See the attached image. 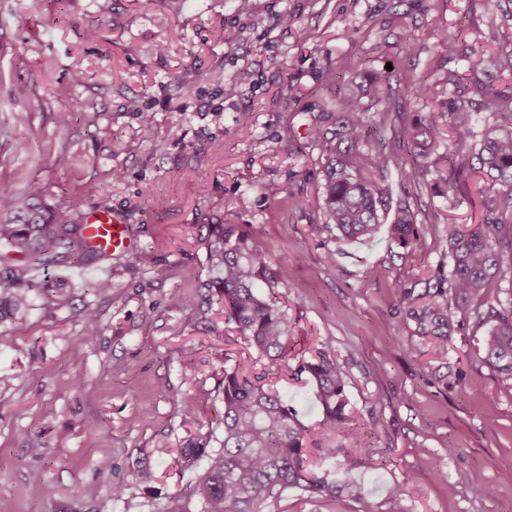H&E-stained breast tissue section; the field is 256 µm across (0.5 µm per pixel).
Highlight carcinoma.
Segmentation results:
<instances>
[{
  "label": "carcinoma",
  "instance_id": "cac0c4a2",
  "mask_svg": "<svg viewBox=\"0 0 512 512\" xmlns=\"http://www.w3.org/2000/svg\"><path fill=\"white\" fill-rule=\"evenodd\" d=\"M479 106L490 115L512 117V85L505 89L481 87ZM370 106L360 98L348 101V110L336 116V130L318 193L329 221L347 239H370L380 225L379 207L383 192L371 175H363L357 160L360 145L369 140L372 125ZM468 105L451 94L437 108L416 116L395 131L407 156L378 149L370 156L373 171L381 174L392 162L406 165L404 173L414 182L423 179L437 165L447 162L448 176L434 186L443 195L454 192L461 176L477 170L488 177L486 217L472 226L449 224L446 228L448 254L452 261L447 286L427 288L411 299L407 317L432 358L448 354L447 342L458 327L471 321L487 325L480 359L503 378L512 380V292L497 305L483 301L487 285L503 275V263L512 265V126H490L480 134L479 148L464 149L466 140L445 145V132L463 130L468 125ZM37 183L18 192L0 183V313L29 305V295L21 286L31 281L36 267L58 262L81 263L97 257L86 245L82 223L71 211L51 207ZM392 239L403 246L422 244L417 212L409 198L397 201ZM207 262L224 274L219 293L224 301V317L234 335L247 342L270 368L280 365L285 353L288 319L277 298L265 299L255 293L261 282L270 291L287 285L284 267L271 264L261 238L238 224L214 225ZM83 335L101 332L97 313L82 312ZM331 339L309 360H301L295 374L314 380L322 407V430L357 435L348 408L346 379L342 365L332 354ZM224 441L216 454L206 444L193 443L181 454L204 458L207 466L191 495L198 499V512H263V506L288 490L334 499L345 494L359 503L358 512H403L405 495L397 485L388 490L384 504L364 495L350 479L336 480L318 475L312 468L306 445L307 430L295 411L261 383V377L234 366L224 369Z\"/></svg>",
  "mask_w": 512,
  "mask_h": 512
}]
</instances>
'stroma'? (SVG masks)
<instances>
[{"label": "stroma", "instance_id": "35a3bbf8", "mask_svg": "<svg viewBox=\"0 0 512 512\" xmlns=\"http://www.w3.org/2000/svg\"><path fill=\"white\" fill-rule=\"evenodd\" d=\"M251 5L246 15L238 0H0V181L19 192L40 183L48 204L79 216L118 212L136 241L131 253L50 269L68 304L54 305L35 280L29 309L0 320L13 339L0 349V512H170L206 468L180 450L198 438L219 450L224 371L242 361L318 441L319 470L354 479L377 501L404 486V512H512V381L478 358L486 327L466 323L446 358L426 361L406 316L408 294L451 274L446 225L483 218L474 200L485 176L462 180L456 203L390 166L379 181L386 198L417 203L422 247L391 241L389 209L375 238L349 241L318 196L328 145L309 135L317 122L335 129L352 87L388 64L370 115L388 139L447 99L448 73L464 74L469 89L511 84L512 15L493 0ZM92 26L95 41L83 37ZM217 28L224 41L213 39ZM455 31V52L439 55L438 42ZM418 82L432 94L409 93ZM132 98L139 111L128 109ZM294 196L304 205H290ZM215 224L251 225L272 263L288 266L279 368L266 370L224 322L206 261ZM142 253L152 265L139 263ZM95 279L111 289L86 291ZM87 306L103 327L88 340ZM327 337L376 469L364 451L333 455L316 387L293 373ZM465 472L480 482L460 481ZM265 512H357V504L288 491Z\"/></svg>", "mask_w": 512, "mask_h": 512}]
</instances>
